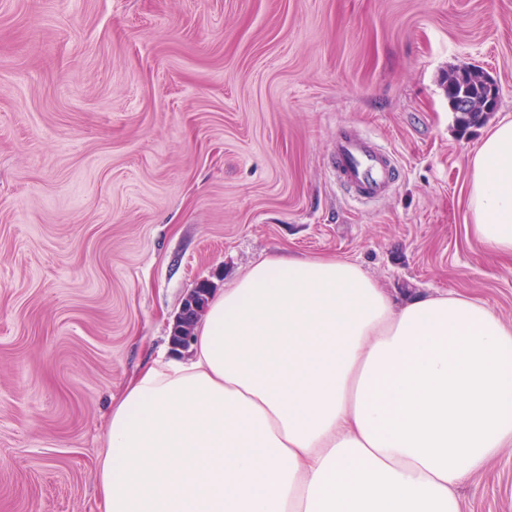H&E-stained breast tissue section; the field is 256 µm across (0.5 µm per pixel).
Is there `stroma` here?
Wrapping results in <instances>:
<instances>
[{"instance_id": "obj_1", "label": "stroma", "mask_w": 512, "mask_h": 512, "mask_svg": "<svg viewBox=\"0 0 512 512\" xmlns=\"http://www.w3.org/2000/svg\"><path fill=\"white\" fill-rule=\"evenodd\" d=\"M464 66L511 118L512 0H0V512H105L107 415L192 357L171 334L201 281L330 256L511 322L512 259L467 229ZM342 126L397 155L384 199L337 185ZM461 493L512 512V447ZM486 76L475 68L462 67L448 78V99L461 131L482 123L498 105L496 83ZM460 100L471 103L472 107L468 110L459 108Z\"/></svg>"}]
</instances>
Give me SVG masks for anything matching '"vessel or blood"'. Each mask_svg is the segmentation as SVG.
Instances as JSON below:
<instances>
[{
  "label": "vessel or blood",
  "mask_w": 512,
  "mask_h": 512,
  "mask_svg": "<svg viewBox=\"0 0 512 512\" xmlns=\"http://www.w3.org/2000/svg\"><path fill=\"white\" fill-rule=\"evenodd\" d=\"M331 165L356 200L377 201L392 189L400 172L396 154L349 128L336 133Z\"/></svg>",
  "instance_id": "vessel-or-blood-1"
}]
</instances>
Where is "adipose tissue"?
I'll return each instance as SVG.
<instances>
[{
  "instance_id": "ef3b65f1",
  "label": "adipose tissue",
  "mask_w": 512,
  "mask_h": 512,
  "mask_svg": "<svg viewBox=\"0 0 512 512\" xmlns=\"http://www.w3.org/2000/svg\"><path fill=\"white\" fill-rule=\"evenodd\" d=\"M468 229L512 256V118L469 158ZM110 417L105 512H467L512 447V324L354 262L275 256L214 298Z\"/></svg>"
}]
</instances>
